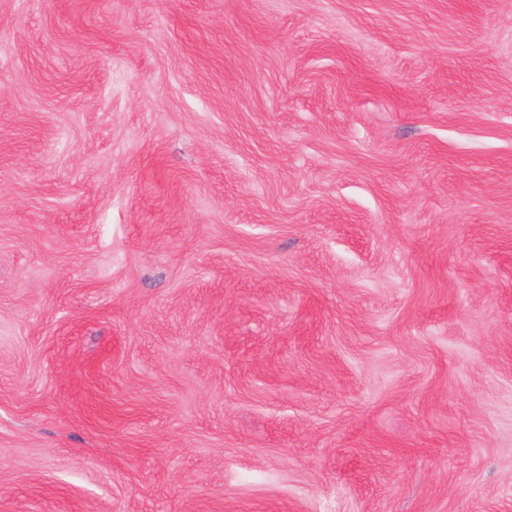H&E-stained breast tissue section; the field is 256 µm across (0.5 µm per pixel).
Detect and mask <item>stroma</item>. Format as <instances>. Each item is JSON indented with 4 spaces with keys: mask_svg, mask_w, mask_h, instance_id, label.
I'll return each instance as SVG.
<instances>
[{
    "mask_svg": "<svg viewBox=\"0 0 512 512\" xmlns=\"http://www.w3.org/2000/svg\"><path fill=\"white\" fill-rule=\"evenodd\" d=\"M0 512H512V0H0Z\"/></svg>",
    "mask_w": 512,
    "mask_h": 512,
    "instance_id": "stroma-1",
    "label": "stroma"
}]
</instances>
